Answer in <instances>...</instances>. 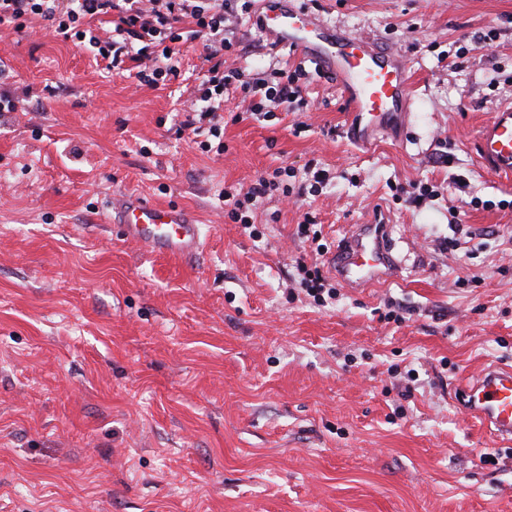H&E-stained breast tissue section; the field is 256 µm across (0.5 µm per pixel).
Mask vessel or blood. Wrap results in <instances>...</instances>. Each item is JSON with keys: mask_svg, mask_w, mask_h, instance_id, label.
Returning <instances> with one entry per match:
<instances>
[{"mask_svg": "<svg viewBox=\"0 0 512 512\" xmlns=\"http://www.w3.org/2000/svg\"><path fill=\"white\" fill-rule=\"evenodd\" d=\"M260 26L277 44L297 51L336 80L355 144L369 146L379 134L401 127L412 96L411 75L399 53L368 38L322 28L312 15L289 8L288 0H276L271 16L261 19ZM473 150L487 173L512 178V102L498 107L478 127ZM112 221L122 225L127 240L144 244L155 254L190 258L201 247L199 224L179 207L125 195L113 201ZM329 268L350 288L377 286L394 277L400 264L388 244L387 225H354ZM454 400L471 419L512 444V367L483 368L458 386Z\"/></svg>", "mask_w": 512, "mask_h": 512, "instance_id": "b4317fda", "label": "vessel or blood"}]
</instances>
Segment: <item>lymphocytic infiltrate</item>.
I'll return each mask as SVG.
<instances>
[{
    "label": "lymphocytic infiltrate",
    "instance_id": "obj_1",
    "mask_svg": "<svg viewBox=\"0 0 512 512\" xmlns=\"http://www.w3.org/2000/svg\"><path fill=\"white\" fill-rule=\"evenodd\" d=\"M118 18L117 39L100 40L89 35L87 43L117 69L125 58L140 62L137 77L153 86L177 78L174 63L183 40L200 41L209 64L208 76L199 100L200 122L206 123L209 139L204 149L223 153L224 90L239 82L248 112L271 117V104L298 99L300 89L294 76L274 84L245 79L237 70L225 71L224 54L233 46V22L224 9V0H0V32L17 27L21 19H38L57 33L80 37L82 26L103 15ZM168 61L166 68L156 67V57Z\"/></svg>",
    "mask_w": 512,
    "mask_h": 512
}]
</instances>
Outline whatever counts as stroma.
I'll use <instances>...</instances> for the list:
<instances>
[{"instance_id":"1","label":"stroma","mask_w":512,"mask_h":512,"mask_svg":"<svg viewBox=\"0 0 512 512\" xmlns=\"http://www.w3.org/2000/svg\"><path fill=\"white\" fill-rule=\"evenodd\" d=\"M297 5L404 55L400 138H347L332 76L257 27L269 0L224 67L299 71L301 99L225 121L220 155L187 127L200 44L151 87L36 20L0 42V512H512V447L452 401L512 367V180L472 148L512 101V0ZM281 170L291 196L227 217L225 192ZM124 195L191 212L199 253L126 240L107 217ZM308 212L332 251L384 219L399 279L297 290Z\"/></svg>"}]
</instances>
